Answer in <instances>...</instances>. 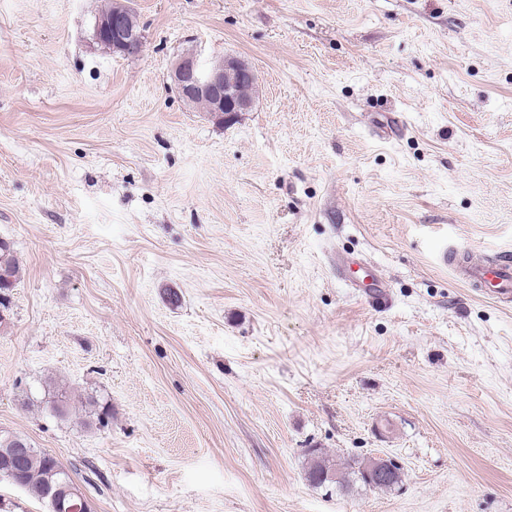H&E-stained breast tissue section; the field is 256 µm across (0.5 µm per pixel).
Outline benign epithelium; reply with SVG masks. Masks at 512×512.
I'll return each mask as SVG.
<instances>
[{
	"label": "benign epithelium",
	"mask_w": 512,
	"mask_h": 512,
	"mask_svg": "<svg viewBox=\"0 0 512 512\" xmlns=\"http://www.w3.org/2000/svg\"><path fill=\"white\" fill-rule=\"evenodd\" d=\"M94 37L97 43L128 56L141 54L143 36L130 6L122 4L110 13L95 19ZM255 79V71L243 59L226 55L217 65L205 64L192 54L176 60L171 80L180 98L187 103L203 100L209 111L228 122L241 112H249L254 100L242 98L236 85ZM391 468V460L378 456L365 463L364 476L371 484L380 482ZM50 512H88V503L75 485L65 482L50 496Z\"/></svg>",
	"instance_id": "7a95c632"
}]
</instances>
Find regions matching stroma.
<instances>
[{"mask_svg": "<svg viewBox=\"0 0 512 512\" xmlns=\"http://www.w3.org/2000/svg\"><path fill=\"white\" fill-rule=\"evenodd\" d=\"M108 2L0 0V433L91 512H512V304L440 259L512 253V0H130L137 56ZM188 52L252 111L185 103ZM312 448L403 482L315 487ZM113 7L112 3L108 4L95 19V40L113 53L128 56L141 54L143 36L133 10L126 4H120L112 10ZM215 62L220 63L205 64L192 54L183 55L172 66L171 80L183 101L194 104L203 100L197 102L199 107L205 112L209 107V112L228 122L253 108L254 100L242 97H254L258 75L256 82H243L254 81L255 71L237 56L227 55ZM19 273V265L14 258L10 245L0 241V306L3 308H6V297L10 288H2V279L7 280L11 288H14L16 281L19 279Z\"/></svg>", "mask_w": 512, "mask_h": 512, "instance_id": "35a3bbf8", "label": "stroma"}]
</instances>
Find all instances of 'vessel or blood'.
<instances>
[{
    "label": "vessel or blood",
    "mask_w": 512,
    "mask_h": 512,
    "mask_svg": "<svg viewBox=\"0 0 512 512\" xmlns=\"http://www.w3.org/2000/svg\"><path fill=\"white\" fill-rule=\"evenodd\" d=\"M445 262L453 268L458 281L472 287L486 298L496 302H512V260L501 258L493 263L459 258L448 253Z\"/></svg>",
    "instance_id": "1"
}]
</instances>
